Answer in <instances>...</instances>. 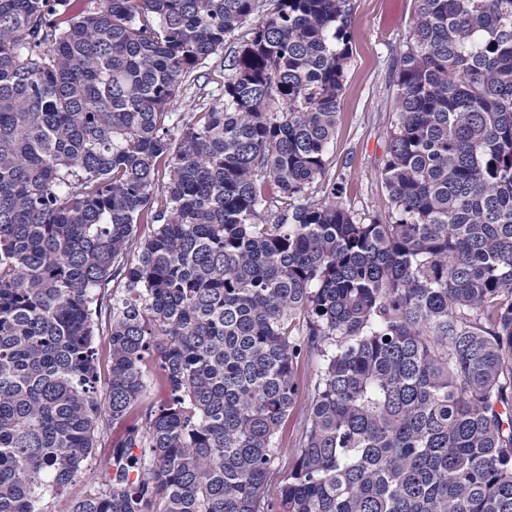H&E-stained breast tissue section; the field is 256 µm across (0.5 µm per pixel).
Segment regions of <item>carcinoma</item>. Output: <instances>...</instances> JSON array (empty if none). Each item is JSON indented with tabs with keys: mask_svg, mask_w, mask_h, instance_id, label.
Returning a JSON list of instances; mask_svg holds the SVG:
<instances>
[{
	"mask_svg": "<svg viewBox=\"0 0 512 512\" xmlns=\"http://www.w3.org/2000/svg\"><path fill=\"white\" fill-rule=\"evenodd\" d=\"M351 13L0 0V512H512V0H415L361 216L325 183ZM222 61V57H217L209 63L207 68L203 69L210 75L209 82L201 77L198 82H195L196 85L192 84L188 87L183 103L178 104L174 109L175 118L180 121V124L183 122L182 119L189 115L188 112H194L189 106L192 102L197 104L196 108L203 104L211 106L219 102L222 96L221 86L224 76ZM187 100H191V103H185ZM301 420L302 414L297 409L288 415L279 428V451L272 468L274 481L288 471L293 460V445L299 434ZM138 412L130 413L127 418L119 423L112 424V427L104 428L98 440L100 444L84 463L82 472L76 480L74 490L81 491L91 484H94L100 476L101 461L109 453L110 448L121 447L127 429L137 423Z\"/></svg>",
	"mask_w": 512,
	"mask_h": 512,
	"instance_id": "obj_1",
	"label": "carcinoma"
}]
</instances>
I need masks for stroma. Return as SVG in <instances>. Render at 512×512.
<instances>
[{
  "instance_id": "35a3bbf8",
  "label": "stroma",
  "mask_w": 512,
  "mask_h": 512,
  "mask_svg": "<svg viewBox=\"0 0 512 512\" xmlns=\"http://www.w3.org/2000/svg\"><path fill=\"white\" fill-rule=\"evenodd\" d=\"M351 49L340 101L336 135L328 149L327 177L340 190L342 204L354 214L383 211L387 191L380 170L394 124L397 59L409 37L414 0H352ZM208 78L187 90L176 119L186 118L191 104L212 105L222 96L223 64L212 60ZM137 413L99 437L100 444L84 463L75 488L83 490L100 476V465L110 449L121 447Z\"/></svg>"
}]
</instances>
